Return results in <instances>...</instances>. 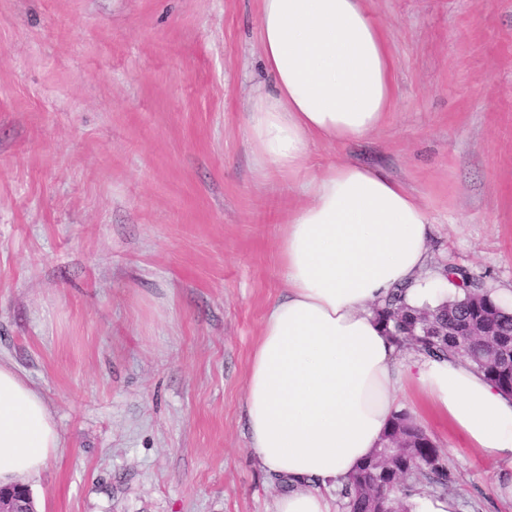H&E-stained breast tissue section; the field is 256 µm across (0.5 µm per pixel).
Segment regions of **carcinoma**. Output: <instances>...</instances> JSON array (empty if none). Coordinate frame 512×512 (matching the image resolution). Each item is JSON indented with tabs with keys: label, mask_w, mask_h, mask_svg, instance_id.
Returning <instances> with one entry per match:
<instances>
[{
	"label": "carcinoma",
	"mask_w": 512,
	"mask_h": 512,
	"mask_svg": "<svg viewBox=\"0 0 512 512\" xmlns=\"http://www.w3.org/2000/svg\"><path fill=\"white\" fill-rule=\"evenodd\" d=\"M461 298L444 300L434 308H414L405 301V288L395 289L378 315L391 326L398 341L422 331L421 319L430 317L431 330L418 336L416 350L441 358L456 354L472 362L503 393H512V311L495 304L482 280L466 270L449 266ZM399 435L406 447H388L391 437ZM402 454V469L419 484L436 485L446 490L452 484L450 471L443 464L439 448L411 417L399 413L372 457L363 461L338 487L346 512H408L394 493L404 481L377 472V465L389 455Z\"/></svg>",
	"instance_id": "obj_1"
}]
</instances>
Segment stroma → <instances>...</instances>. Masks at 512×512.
Segmentation results:
<instances>
[{"mask_svg":"<svg viewBox=\"0 0 512 512\" xmlns=\"http://www.w3.org/2000/svg\"><path fill=\"white\" fill-rule=\"evenodd\" d=\"M396 61L386 122L310 172L383 167L431 213L435 267L512 288V0H366ZM259 0H0V360L61 448L41 512H275L243 398L286 283L302 178L259 176ZM420 426L456 512H512L498 464Z\"/></svg>","mask_w":512,"mask_h":512,"instance_id":"stroma-1","label":"stroma"}]
</instances>
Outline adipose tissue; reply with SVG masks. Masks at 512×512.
<instances>
[{"mask_svg": "<svg viewBox=\"0 0 512 512\" xmlns=\"http://www.w3.org/2000/svg\"><path fill=\"white\" fill-rule=\"evenodd\" d=\"M271 91L248 100L261 175L303 176L307 204L277 242L286 289L269 306L243 401L248 449L288 488L275 512H332L327 491L378 447L407 390L467 447L512 470V396L455 357L404 353L374 312L394 289L409 303L454 294L429 255L427 209L383 168H306L315 143L367 138L393 104L396 64L365 0H260ZM60 447L37 386L0 361V486L40 475Z\"/></svg>", "mask_w": 512, "mask_h": 512, "instance_id": "obj_1", "label": "adipose tissue"}]
</instances>
